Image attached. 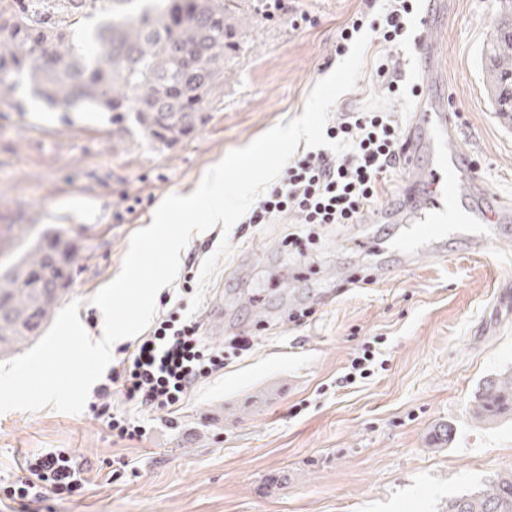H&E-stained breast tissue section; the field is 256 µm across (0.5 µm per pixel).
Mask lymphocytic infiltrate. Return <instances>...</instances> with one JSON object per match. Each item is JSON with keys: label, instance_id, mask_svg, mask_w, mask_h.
<instances>
[{"label": "lymphocytic infiltrate", "instance_id": "f902f5d3", "mask_svg": "<svg viewBox=\"0 0 512 512\" xmlns=\"http://www.w3.org/2000/svg\"><path fill=\"white\" fill-rule=\"evenodd\" d=\"M417 0H382L376 17L358 13L339 30L336 55H345L362 32L370 30L376 48L375 77L389 98L419 97V85L402 80L398 50L412 33ZM324 133L332 141H350L337 154L316 148L292 158L280 177L242 217L241 229L293 217L299 224H357L381 201L401 170L403 119L386 110L347 109L337 113ZM200 280V255L187 256L177 291L160 297L163 312L141 336L121 345L120 359L101 379L88 405L103 418L113 437L144 441L152 425L129 415V408L162 411L173 416L204 380L223 371V347L206 341L199 315L188 312V300ZM123 409H116V402ZM22 475L0 479V498L19 501L27 512L49 498L72 496L90 480L82 460L66 448H44L26 456Z\"/></svg>", "mask_w": 512, "mask_h": 512}]
</instances>
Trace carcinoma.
Listing matches in <instances>:
<instances>
[{
	"label": "carcinoma",
	"instance_id": "cac0c4a2",
	"mask_svg": "<svg viewBox=\"0 0 512 512\" xmlns=\"http://www.w3.org/2000/svg\"><path fill=\"white\" fill-rule=\"evenodd\" d=\"M50 0H0V94L25 85L33 97L64 112H110L122 131L137 127L172 146L204 120L213 85L224 78L229 33L226 0H159L137 15L114 16L76 32L50 22ZM195 8L190 19L179 12ZM495 111L502 86L512 87V34L485 49ZM74 239L56 232L0 272V353L31 340L48 322L77 276ZM512 413V371L487 381L471 417L479 422ZM447 512H512V472L477 491L448 499Z\"/></svg>",
	"mask_w": 512,
	"mask_h": 512
}]
</instances>
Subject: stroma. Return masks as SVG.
Instances as JSON below:
<instances>
[{
    "mask_svg": "<svg viewBox=\"0 0 512 512\" xmlns=\"http://www.w3.org/2000/svg\"><path fill=\"white\" fill-rule=\"evenodd\" d=\"M146 0H63L54 18L90 28L103 10L138 12ZM367 0H294L307 24L262 17L261 0H232V52L205 120L170 147L112 130L97 112L18 110L0 96V269L46 233L78 239L77 279L65 301L100 339L93 296L120 272L131 236L171 194H187L229 151L300 116L313 86L339 64L336 38ZM501 0H453L442 32L446 93L457 107L463 148L475 156L493 198L512 202V124L494 111L481 55ZM365 53L353 89L334 111L371 106L412 113V100L385 96ZM141 196L134 214L126 198ZM288 224L231 229L233 253L207 283L201 313L223 303L224 343L257 330L253 348L228 355L221 375L191 392L177 427L154 415L152 439L125 442L90 412L53 408L0 415V476L24 453L70 448L93 481L42 512H445L449 497L512 471V417L478 424L469 406L482 382L512 369V313L498 298L512 289V239L485 253L449 251L412 268L389 261L385 279L341 288L339 275L369 262L352 227H323L310 258L286 256ZM316 308L289 323V303ZM381 335L385 364L337 388L363 340ZM131 460L111 471L117 457Z\"/></svg>",
    "mask_w": 512,
    "mask_h": 512,
    "instance_id": "stroma-1",
    "label": "stroma"
}]
</instances>
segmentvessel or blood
I'll return each instance as SVG.
<instances>
[{"label": "vessel or blood", "mask_w": 512, "mask_h": 512, "mask_svg": "<svg viewBox=\"0 0 512 512\" xmlns=\"http://www.w3.org/2000/svg\"><path fill=\"white\" fill-rule=\"evenodd\" d=\"M447 20L445 0H424L413 47L423 91L404 130L406 177L390 202L367 216L371 224L401 227L397 234L372 241L377 278L387 273L380 256L391 253L410 265L444 255L451 239L463 250L484 253L500 242V229L512 223V204L490 203L476 159L460 147L453 106L441 94L440 34Z\"/></svg>", "instance_id": "vessel-or-blood-1"}]
</instances>
